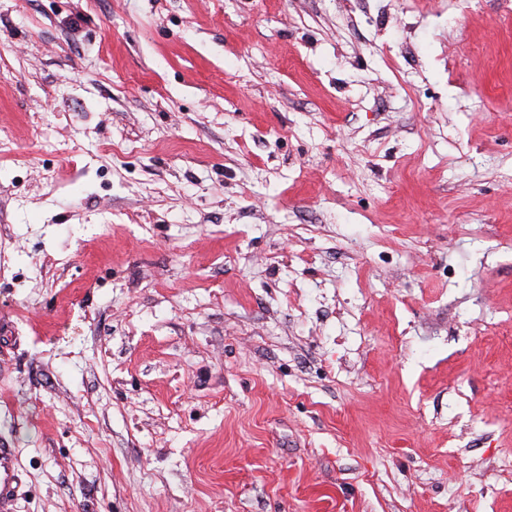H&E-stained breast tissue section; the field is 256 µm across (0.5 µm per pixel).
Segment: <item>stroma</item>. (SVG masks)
<instances>
[{
	"mask_svg": "<svg viewBox=\"0 0 512 512\" xmlns=\"http://www.w3.org/2000/svg\"><path fill=\"white\" fill-rule=\"evenodd\" d=\"M15 512H512V0H0Z\"/></svg>",
	"mask_w": 512,
	"mask_h": 512,
	"instance_id": "stroma-1",
	"label": "stroma"
}]
</instances>
